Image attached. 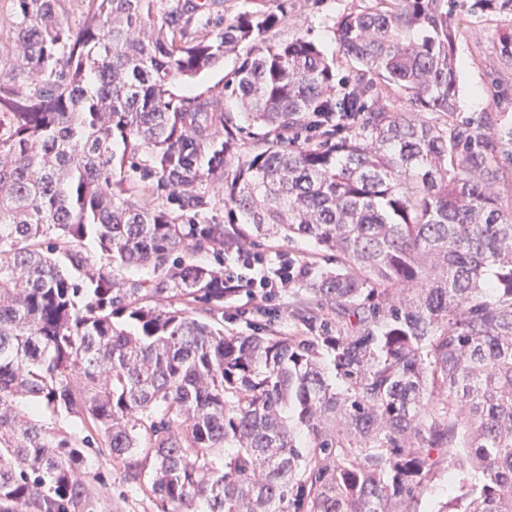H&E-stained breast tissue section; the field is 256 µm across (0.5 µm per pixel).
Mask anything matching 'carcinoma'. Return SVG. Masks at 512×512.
Masks as SVG:
<instances>
[{"label": "carcinoma", "mask_w": 512, "mask_h": 512, "mask_svg": "<svg viewBox=\"0 0 512 512\" xmlns=\"http://www.w3.org/2000/svg\"><path fill=\"white\" fill-rule=\"evenodd\" d=\"M8 2L0 512H98L92 454L158 512H419L442 472L435 512H512V170L490 121L454 119L459 0H369L331 55L272 40L286 0L202 36L196 0H81L76 30L63 0ZM245 47V125L170 92ZM206 175L225 225L200 221ZM273 238L321 260L295 329L224 330L246 284L190 256Z\"/></svg>", "instance_id": "cac0c4a2"}]
</instances>
